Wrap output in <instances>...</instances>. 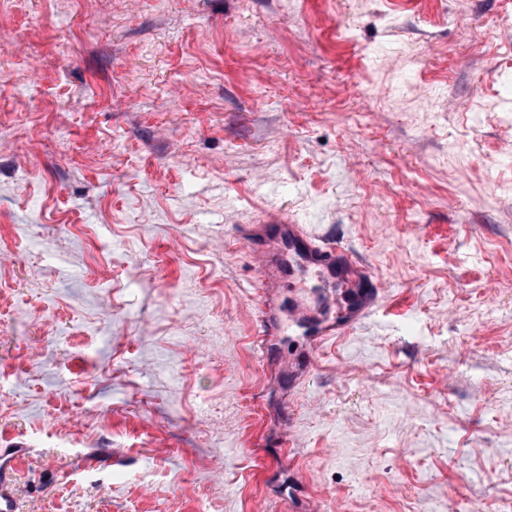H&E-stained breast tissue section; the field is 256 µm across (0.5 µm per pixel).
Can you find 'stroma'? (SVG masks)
<instances>
[{
    "label": "stroma",
    "mask_w": 512,
    "mask_h": 512,
    "mask_svg": "<svg viewBox=\"0 0 512 512\" xmlns=\"http://www.w3.org/2000/svg\"><path fill=\"white\" fill-rule=\"evenodd\" d=\"M373 275L284 284L243 225ZM21 512H512V0H0ZM267 222L271 224L265 225L261 233L248 225L240 227V236L261 256L258 288L264 299L267 289L281 288L287 276L291 283L297 268L313 270L347 288L350 298L336 323L318 326L310 336L321 340L340 336L368 316L376 301L377 287L345 247L315 237L303 224L288 220Z\"/></svg>",
    "instance_id": "35a3bbf8"
}]
</instances>
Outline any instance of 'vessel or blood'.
Returning a JSON list of instances; mask_svg holds the SVG:
<instances>
[{"instance_id": "obj_1", "label": "vessel or blood", "mask_w": 512, "mask_h": 512, "mask_svg": "<svg viewBox=\"0 0 512 512\" xmlns=\"http://www.w3.org/2000/svg\"><path fill=\"white\" fill-rule=\"evenodd\" d=\"M241 237L260 254L261 289L282 287L296 269L311 270L348 289L349 303L333 323L318 326L316 336L342 335L370 313L377 296L375 283L348 250L336 242H326L312 235L304 225L278 220L263 230L242 226ZM14 449L0 448V512H17V502L9 475L15 468Z\"/></svg>"}]
</instances>
